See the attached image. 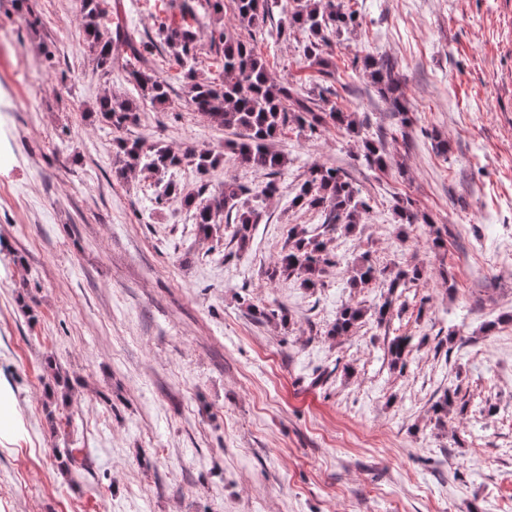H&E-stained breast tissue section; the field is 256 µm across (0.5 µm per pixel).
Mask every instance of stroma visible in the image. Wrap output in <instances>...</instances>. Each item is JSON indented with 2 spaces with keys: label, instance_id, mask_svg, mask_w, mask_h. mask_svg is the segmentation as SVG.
<instances>
[{
  "label": "stroma",
  "instance_id": "1",
  "mask_svg": "<svg viewBox=\"0 0 512 512\" xmlns=\"http://www.w3.org/2000/svg\"><path fill=\"white\" fill-rule=\"evenodd\" d=\"M347 2L361 25L327 53L348 84L335 105L368 118L395 165L356 161L342 128L286 129L279 193L255 200L241 248L234 225L203 235L155 176L116 174L119 134L96 102L132 88L97 70L81 0H33L35 30L0 0V388L15 413L0 512H512V273L499 269L512 240V0ZM182 3L105 9L138 38ZM303 42L254 35L272 77L301 89L323 79ZM368 56L396 66L409 142L391 141L397 119L352 67ZM153 67L172 104L144 107L121 135L223 149L175 61ZM317 163L342 168L371 211L334 234L335 266L306 289L266 271L290 227L318 222L290 205ZM400 197L429 223L396 224ZM362 255L425 274L354 288ZM348 304L366 316L330 335ZM397 336L411 343L395 366ZM450 389L466 408L436 420Z\"/></svg>",
  "mask_w": 512,
  "mask_h": 512
}]
</instances>
